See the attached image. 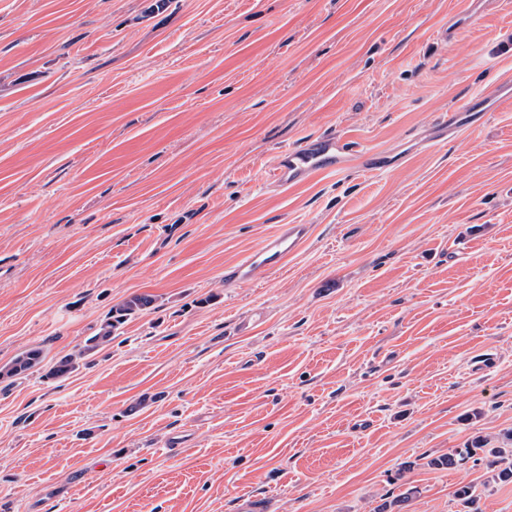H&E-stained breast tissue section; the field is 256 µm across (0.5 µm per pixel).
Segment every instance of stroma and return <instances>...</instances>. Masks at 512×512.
I'll use <instances>...</instances> for the list:
<instances>
[{"label":"stroma","instance_id":"obj_1","mask_svg":"<svg viewBox=\"0 0 512 512\" xmlns=\"http://www.w3.org/2000/svg\"><path fill=\"white\" fill-rule=\"evenodd\" d=\"M148 4L0 0V512H512L431 464L512 430V0ZM328 132L394 167L270 183ZM311 231L307 224H282L262 244L248 253L237 263L224 269L227 282L243 284L251 282L259 270L281 268L309 238ZM151 299L145 296H134L115 308V313L109 317L99 328L98 332L89 336L84 345L76 354H70L61 358L54 366L45 373L44 377L49 380H57L68 375L78 365V361L93 355L112 339V328L121 323L124 317L131 316L143 309L150 303ZM42 362V351L37 348H29L20 352L7 365L0 368V376L14 377L40 365Z\"/></svg>","mask_w":512,"mask_h":512}]
</instances>
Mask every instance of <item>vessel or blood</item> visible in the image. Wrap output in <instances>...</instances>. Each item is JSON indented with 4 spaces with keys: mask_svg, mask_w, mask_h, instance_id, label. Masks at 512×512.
Returning a JSON list of instances; mask_svg holds the SVG:
<instances>
[{
    "mask_svg": "<svg viewBox=\"0 0 512 512\" xmlns=\"http://www.w3.org/2000/svg\"><path fill=\"white\" fill-rule=\"evenodd\" d=\"M352 149L346 138L333 133L317 136L299 146L282 148L276 155V176L285 185L301 183L314 175L336 170L341 155ZM310 231L307 224L281 225L257 249L225 268L226 281L243 284L252 281L257 271L281 268L307 241Z\"/></svg>",
    "mask_w": 512,
    "mask_h": 512,
    "instance_id": "1",
    "label": "vessel or blood"
}]
</instances>
